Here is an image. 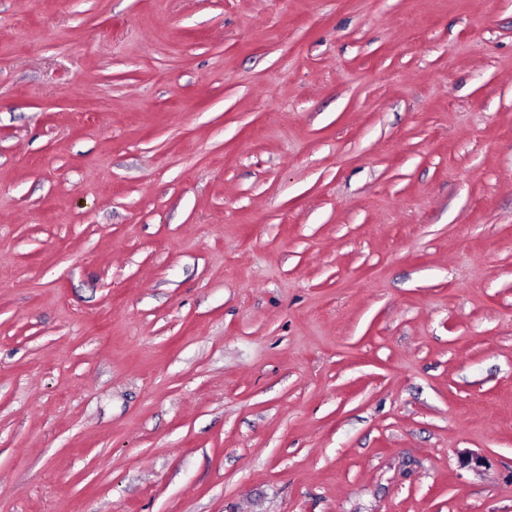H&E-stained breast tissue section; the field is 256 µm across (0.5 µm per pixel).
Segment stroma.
I'll return each instance as SVG.
<instances>
[{"instance_id": "1", "label": "stroma", "mask_w": 512, "mask_h": 512, "mask_svg": "<svg viewBox=\"0 0 512 512\" xmlns=\"http://www.w3.org/2000/svg\"><path fill=\"white\" fill-rule=\"evenodd\" d=\"M0 512H512V0H0Z\"/></svg>"}]
</instances>
